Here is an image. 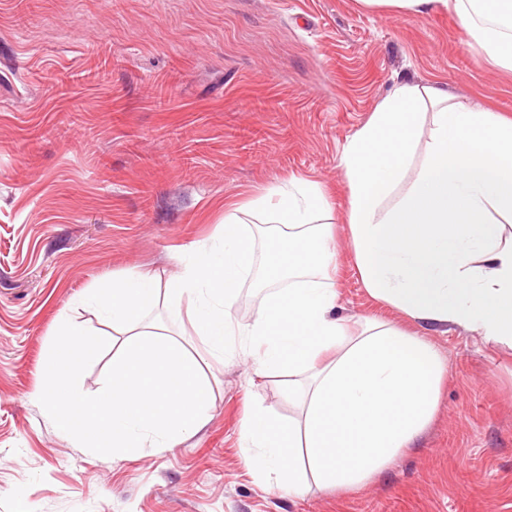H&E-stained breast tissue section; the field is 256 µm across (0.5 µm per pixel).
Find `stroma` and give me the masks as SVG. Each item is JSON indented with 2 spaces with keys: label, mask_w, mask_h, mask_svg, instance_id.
Masks as SVG:
<instances>
[{
  "label": "stroma",
  "mask_w": 512,
  "mask_h": 512,
  "mask_svg": "<svg viewBox=\"0 0 512 512\" xmlns=\"http://www.w3.org/2000/svg\"><path fill=\"white\" fill-rule=\"evenodd\" d=\"M108 48L105 77L55 78ZM448 85L512 118V72L451 12L403 17L355 0H0V512H512V349L460 327L425 331L445 360L440 406L363 487L264 486L239 437L250 396L300 417L288 379L191 352L212 386L210 418L179 447L116 457L78 445L36 399L54 325L69 314L111 335L71 295L133 267L162 278L209 244L224 205L319 182L336 225L344 317L413 330L362 287L347 248L339 156L394 85Z\"/></svg>",
  "instance_id": "stroma-1"
}]
</instances>
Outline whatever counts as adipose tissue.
<instances>
[{
    "instance_id": "adipose-tissue-1",
    "label": "adipose tissue",
    "mask_w": 512,
    "mask_h": 512,
    "mask_svg": "<svg viewBox=\"0 0 512 512\" xmlns=\"http://www.w3.org/2000/svg\"><path fill=\"white\" fill-rule=\"evenodd\" d=\"M402 16L453 11L459 27L496 65L512 70V0H357ZM432 108L430 140L422 109ZM350 194L347 244L375 301L430 329L459 326L512 346V119L478 111L442 85H398L339 158ZM408 191L381 203L403 180ZM274 225L280 255L258 282L266 295L253 319L231 309L251 269L255 235L243 216ZM332 209L320 184L292 179L224 205V228L167 282L129 269L70 303L90 308L113 338L58 319L38 395L59 428L85 448L132 457L177 447L204 423L210 383L184 341L145 323L157 302L184 316L209 353L252 360L258 376L288 373L301 419L284 423L260 400L243 420L245 464L268 487L300 496L310 481L354 490L383 471L438 410L445 366L423 336L376 318L339 316ZM121 347L96 397L79 386L82 366L106 343Z\"/></svg>"
}]
</instances>
